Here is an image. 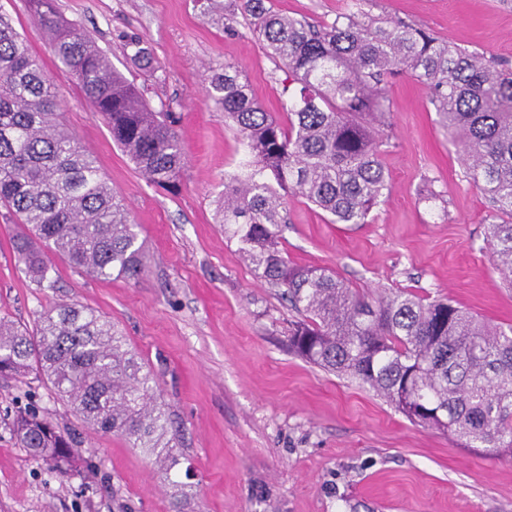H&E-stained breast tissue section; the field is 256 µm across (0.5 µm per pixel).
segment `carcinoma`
<instances>
[{
	"label": "carcinoma",
	"mask_w": 512,
	"mask_h": 512,
	"mask_svg": "<svg viewBox=\"0 0 512 512\" xmlns=\"http://www.w3.org/2000/svg\"><path fill=\"white\" fill-rule=\"evenodd\" d=\"M58 61L106 122L113 141L150 181L172 185L185 152L169 105L149 106L55 0H28ZM253 35L286 75V121L267 112L231 63L208 96L246 143L250 160L229 175L217 217L259 277L305 319L290 345L327 372L368 386L415 424L442 428L485 456L512 457V325L491 327L451 303L397 290L370 301L318 267L288 264L279 225L296 190L336 224H364L388 191L381 162L388 78L406 75L429 102L469 178L512 216V72L483 54L402 20L355 15L332 22L244 0ZM124 49L150 62L136 36ZM57 94L40 60L0 13V205L22 224L13 253L40 288L55 287L46 253L98 279H135L145 255L130 212L108 191L93 155L56 121ZM494 261L512 283V223L491 224ZM50 384L80 419L147 454L174 448L155 382L112 320L76 304L33 325L0 320V375ZM20 447L67 474L76 441L30 402L13 422Z\"/></svg>",
	"instance_id": "obj_1"
}]
</instances>
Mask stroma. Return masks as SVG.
<instances>
[{
    "mask_svg": "<svg viewBox=\"0 0 512 512\" xmlns=\"http://www.w3.org/2000/svg\"><path fill=\"white\" fill-rule=\"evenodd\" d=\"M56 0L152 106L169 104L186 163L171 189L153 184L117 147L102 116L57 61L27 0H0L41 60L61 123L91 151L129 208L147 257L136 280H98L57 257L55 288L37 287L15 261L19 231L0 208V318L19 324L61 303L109 317L156 381L179 428L178 466L94 431L47 386L0 378V512H512V459H490L447 432L413 424L358 382L308 363L290 347L299 313L257 277L217 224L225 175L248 158L232 121L207 96L214 68L238 65L253 97L283 118V74L250 32L242 0ZM314 20L363 11L403 19L512 70V0H272ZM139 36L154 57L142 69L123 52ZM391 193L367 223L332 224L288 196L284 255L333 272L376 298L407 290L447 299L491 325L512 324V286L492 259L487 227L512 221L466 176L427 88L386 84ZM35 394L75 434L77 461L60 476L20 448L18 403Z\"/></svg>",
    "mask_w": 512,
    "mask_h": 512,
    "instance_id": "35a3bbf8",
    "label": "stroma"
}]
</instances>
